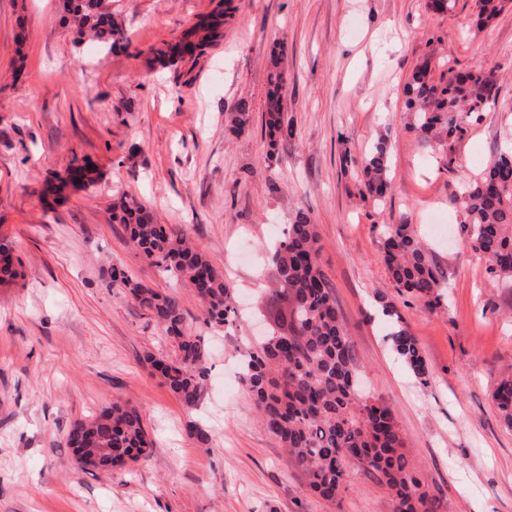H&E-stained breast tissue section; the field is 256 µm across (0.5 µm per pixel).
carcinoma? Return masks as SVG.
Wrapping results in <instances>:
<instances>
[{
    "label": "carcinoma",
    "instance_id": "carcinoma-1",
    "mask_svg": "<svg viewBox=\"0 0 512 512\" xmlns=\"http://www.w3.org/2000/svg\"><path fill=\"white\" fill-rule=\"evenodd\" d=\"M512 0H478L477 27L495 19ZM111 0H62L64 19L78 35L111 50L120 29L112 17ZM234 11L226 0L224 11L199 21L182 38L203 48L216 41L224 18ZM282 86L273 83L267 94L265 126L271 144L294 137V126L281 109ZM498 90L486 72L448 71V79L433 80L428 64L418 67L404 87L405 111L414 114L406 131L423 144L445 136L448 149L462 140L469 118H481ZM391 142L380 139L358 180L362 196L383 201ZM86 165L69 166L62 175L44 182L40 199L61 192L69 182L90 178ZM460 204L461 234L487 258L486 274L512 281V148L499 150L482 176L465 185ZM120 223L143 261L192 289L200 310L210 323L230 324L237 314L234 288L187 235L156 222L153 213L136 199L115 205ZM318 237L308 213L298 209L290 218L285 237L270 256L273 284L289 300L275 319L276 329L243 361V385L267 431L285 448L292 464L307 477L316 497L333 502L345 489L349 468L360 467L386 486L397 502V512H434L435 502L421 490L411 457L402 451L401 435L389 407L361 392L357 383L349 337L338 318L329 280L318 262ZM380 260L396 287L424 303L433 312L441 307L445 279L414 225L405 221L388 226ZM15 275L11 247L0 242V280ZM108 286L126 288L139 308L166 334L171 354L145 356L152 373L183 403L199 399L207 374L204 339L187 326L188 313L168 293L150 288L125 270L112 268ZM384 315L396 319L388 336L394 353L413 375L425 383L430 370L418 340L400 325L401 316L387 297L381 298ZM505 425L512 427V378L502 379L493 395ZM77 468L83 472L116 467L145 458L153 443L135 406L114 401L90 419L74 421L65 437Z\"/></svg>",
    "mask_w": 512,
    "mask_h": 512
}]
</instances>
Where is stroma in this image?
I'll use <instances>...</instances> for the list:
<instances>
[{"mask_svg": "<svg viewBox=\"0 0 512 512\" xmlns=\"http://www.w3.org/2000/svg\"><path fill=\"white\" fill-rule=\"evenodd\" d=\"M216 3L112 0L131 45L107 51L74 45L60 0H0V240L19 272L0 283V512H396L356 469L336 501L313 496L237 381L243 351L285 305L268 250L297 208L316 226L362 388L393 412L437 512H512V428L492 401L512 375V282L487 278L453 202L512 142V7L480 30L476 0L445 13L431 0H234L222 40L159 66L155 49ZM426 61L437 77L484 69L499 89L451 152L405 130L403 88ZM279 73L295 136L273 149L264 120ZM243 103L251 123L231 131L224 116ZM383 135L390 187L378 205L357 175ZM75 158L96 181L42 204L46 176ZM130 197L233 283L234 325L206 324L190 288L146 266L112 217ZM404 220L447 280L437 311L395 288L379 259L384 226ZM115 266L189 312L209 369L196 405L145 364L170 345L127 290L108 287ZM383 296L418 339L428 384L393 352ZM116 399L142 411L150 454L127 471H77L70 424Z\"/></svg>", "mask_w": 512, "mask_h": 512, "instance_id": "stroma-1", "label": "stroma"}]
</instances>
